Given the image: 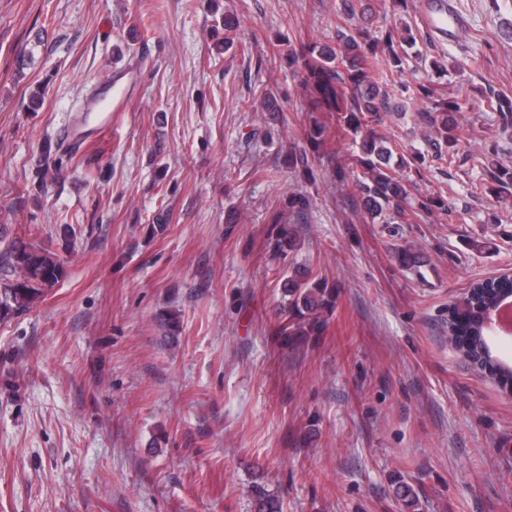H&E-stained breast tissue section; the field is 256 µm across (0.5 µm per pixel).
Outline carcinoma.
I'll return each mask as SVG.
<instances>
[{
  "instance_id": "1",
  "label": "carcinoma",
  "mask_w": 512,
  "mask_h": 512,
  "mask_svg": "<svg viewBox=\"0 0 512 512\" xmlns=\"http://www.w3.org/2000/svg\"><path fill=\"white\" fill-rule=\"evenodd\" d=\"M347 23L336 27V46L300 42L295 47L272 45L279 61L288 67L302 66V96L304 112H334L344 130L357 142L358 153L351 155L349 164L355 172L353 196L356 208L373 219L393 211L400 222L428 217L446 210L440 197H430L409 210L403 207L409 194L406 182L412 173H420L426 162L425 154L417 150L409 158L399 160L396 172L391 165L393 151L386 138L378 135L374 126L392 111L402 114L403 106L394 104L386 87L375 79L379 66L398 74L407 64L408 49L417 38L412 28L391 27L376 36L371 32V15L359 8L361 0H342ZM413 98L423 106L416 114L433 133L435 158L453 163L458 145L467 138V129L457 116L471 109L467 100L458 96L445 97L429 85L417 82ZM489 105L499 118L500 130L512 129V94L489 87ZM305 139L320 148L325 143V128L317 120L309 121ZM485 160L486 193L498 198L512 197V166L499 159L496 142L482 148ZM63 264L58 254L39 248L26 236L16 235L0 249V320L30 310L59 282ZM502 288L499 279L490 278L470 286L452 312L450 331L457 339L460 357L478 370L491 373L496 384L512 392V363L494 356L492 345L484 337L483 316L497 301L496 290ZM285 317L278 328L284 343L296 346L317 335L327 316L336 305V292L327 284L312 278L306 269L292 270L282 287ZM164 337L173 341L181 333V317L176 311H164L157 316ZM253 512H282L277 495L259 488L253 502Z\"/></svg>"
}]
</instances>
